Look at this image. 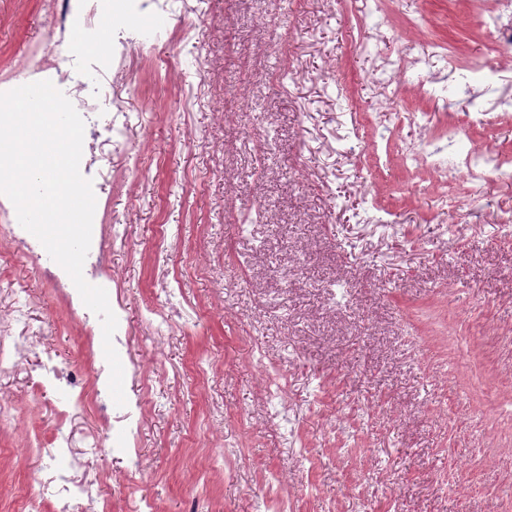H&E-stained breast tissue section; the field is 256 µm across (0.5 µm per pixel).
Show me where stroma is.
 Returning <instances> with one entry per match:
<instances>
[{"mask_svg": "<svg viewBox=\"0 0 512 512\" xmlns=\"http://www.w3.org/2000/svg\"><path fill=\"white\" fill-rule=\"evenodd\" d=\"M68 0H0V79L55 55ZM133 0L103 15L107 98L82 167L115 225L112 274L128 320L124 390H143L142 470L87 453L103 421L71 413L76 479L97 476L108 512H257L279 476L296 512H493L512 487V182L465 184L440 202L428 173L376 169L350 152L399 112H466L410 94L389 104L382 60L430 42L483 57L489 0ZM293 75L280 87L268 72ZM374 123L353 128L355 114ZM167 262H157L159 230ZM26 290L28 335L89 367L92 341L42 271L0 242V309ZM341 293L328 307L329 292ZM178 307L150 343L146 309ZM33 348L0 373L19 409L0 429V512H55L57 402ZM289 411L265 401V362ZM303 446L300 457L288 453Z\"/></svg>", "mask_w": 512, "mask_h": 512, "instance_id": "35a3bbf8", "label": "stroma"}]
</instances>
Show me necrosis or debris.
<instances>
[{
	"mask_svg": "<svg viewBox=\"0 0 512 512\" xmlns=\"http://www.w3.org/2000/svg\"><path fill=\"white\" fill-rule=\"evenodd\" d=\"M489 50L494 61L489 65L467 64L457 59L447 47L430 46L423 54L401 58L392 62L393 73L402 80L394 88L396 98H403L409 83L404 76L409 71H423L434 75H447L455 80L457 73L467 72L469 82L457 83L456 89L463 94H473L474 83L488 82L496 86L505 75L512 73V0H493L489 22ZM506 113V103L500 99L486 100L476 112H464L450 120L437 124L427 121L419 124L414 112L400 113L395 126L383 127L376 137L385 143H397L404 169L428 171L434 186L440 192L464 184H474L490 178L512 179V152L500 150L492 141L474 145L470 137L471 127L480 125L486 130L494 126ZM114 236L112 225L99 221L92 224L91 246L84 267L95 285L109 289L112 286L111 244ZM0 239L22 250L27 257L40 262L49 281L59 289L74 312L82 313V326L90 335L102 333L98 316L86 309L81 296L66 271L48 254L39 240L30 237L18 222L11 201L0 199ZM109 304L117 317V329L113 336L116 351H123L126 336L124 305L119 294L108 296ZM29 313L28 300L22 290H15L12 306L0 313V370L15 369L22 365L27 352L25 336L14 334V325L25 321ZM42 376L59 390L70 394L91 391L93 403L106 426L93 440L94 452L101 456L119 454L127 459L129 475L139 474L141 460L136 448L134 427L139 421L144 402L143 396L131 397L120 416L112 414V397L109 392V374L105 367L91 373L66 370L56 362L53 354H46L41 363Z\"/></svg>",
	"mask_w": 512,
	"mask_h": 512,
	"instance_id": "4bbe7bcc",
	"label": "necrosis or debris"
}]
</instances>
